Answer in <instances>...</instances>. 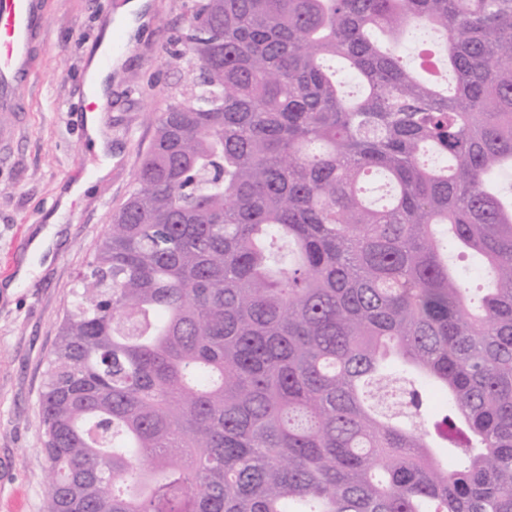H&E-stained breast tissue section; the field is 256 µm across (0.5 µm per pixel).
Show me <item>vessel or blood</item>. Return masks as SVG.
Returning <instances> with one entry per match:
<instances>
[{"label": "vessel or blood", "instance_id": "vessel-or-blood-1", "mask_svg": "<svg viewBox=\"0 0 512 512\" xmlns=\"http://www.w3.org/2000/svg\"><path fill=\"white\" fill-rule=\"evenodd\" d=\"M50 0H0V144L10 143L16 133L14 123L37 73V63L46 45L50 21ZM130 43L120 27L113 25L107 53L99 67L111 69ZM86 104L82 109L84 128L102 122L106 93L95 80L85 84Z\"/></svg>", "mask_w": 512, "mask_h": 512}]
</instances>
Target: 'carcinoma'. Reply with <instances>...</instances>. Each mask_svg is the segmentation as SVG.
I'll return each instance as SVG.
<instances>
[{
	"label": "carcinoma",
	"mask_w": 512,
	"mask_h": 512,
	"mask_svg": "<svg viewBox=\"0 0 512 512\" xmlns=\"http://www.w3.org/2000/svg\"><path fill=\"white\" fill-rule=\"evenodd\" d=\"M174 41L47 360L48 512H512V0H202Z\"/></svg>",
	"instance_id": "obj_1"
}]
</instances>
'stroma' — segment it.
<instances>
[{
    "mask_svg": "<svg viewBox=\"0 0 512 512\" xmlns=\"http://www.w3.org/2000/svg\"><path fill=\"white\" fill-rule=\"evenodd\" d=\"M151 33L137 36L112 74L106 121L112 169L62 213L49 255L29 246L57 212L59 196L102 159L82 138L76 115L84 66L98 41L105 0H51L47 43L0 154V512H46V458L39 401L48 356L114 209L130 193L152 139L147 115L163 111L176 81L164 64L169 37L183 28L188 0H148ZM33 269L19 279L22 265ZM13 292H6V284Z\"/></svg>",
    "mask_w": 512,
    "mask_h": 512,
    "instance_id": "obj_1",
    "label": "stroma"
}]
</instances>
